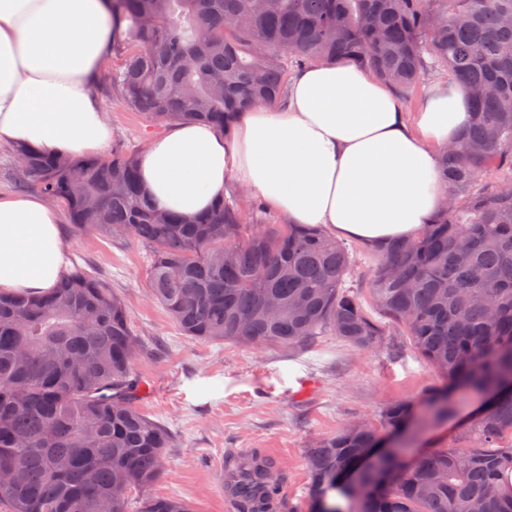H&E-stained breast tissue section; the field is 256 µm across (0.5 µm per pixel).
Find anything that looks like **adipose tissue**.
<instances>
[{
  "label": "adipose tissue",
  "mask_w": 512,
  "mask_h": 512,
  "mask_svg": "<svg viewBox=\"0 0 512 512\" xmlns=\"http://www.w3.org/2000/svg\"><path fill=\"white\" fill-rule=\"evenodd\" d=\"M119 35L104 0H0V144L101 153L112 125L93 87ZM468 120L462 91L438 89L409 112L365 67L321 62L291 78L285 104L242 114L232 139L203 123L153 137L141 189L188 219L245 189L289 223L384 244L415 236L442 206L440 150ZM69 256L52 202L0 194V291H48Z\"/></svg>",
  "instance_id": "ef3b65f1"
}]
</instances>
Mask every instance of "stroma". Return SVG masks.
I'll return each instance as SVG.
<instances>
[{"instance_id": "35a3bbf8", "label": "stroma", "mask_w": 512, "mask_h": 512, "mask_svg": "<svg viewBox=\"0 0 512 512\" xmlns=\"http://www.w3.org/2000/svg\"><path fill=\"white\" fill-rule=\"evenodd\" d=\"M122 62L110 53L95 95L112 121L113 146L137 154L163 128L128 109L112 89L108 73ZM68 238L75 262L124 301L142 342L134 371L146 391L136 404L173 437L148 495L183 500L195 512H228L219 476L231 449L272 458L282 475L280 512H307L312 441L353 421L378 423L385 406L419 398L438 380L392 329L365 350L329 334L294 349L190 340L153 298L143 246L96 233Z\"/></svg>"}]
</instances>
